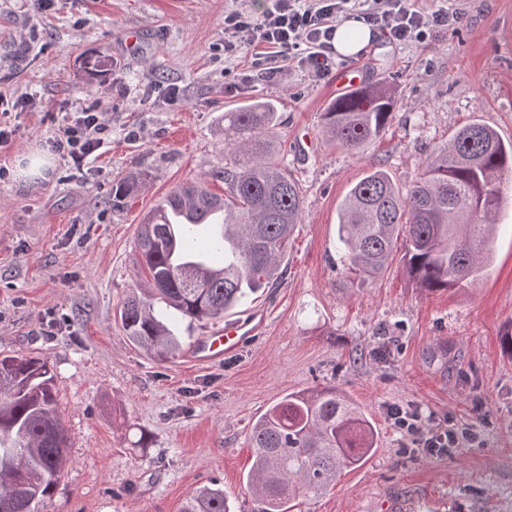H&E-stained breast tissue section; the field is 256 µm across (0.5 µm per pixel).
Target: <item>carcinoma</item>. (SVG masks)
I'll list each match as a JSON object with an SVG mask.
<instances>
[{"label": "carcinoma", "mask_w": 512, "mask_h": 512, "mask_svg": "<svg viewBox=\"0 0 512 512\" xmlns=\"http://www.w3.org/2000/svg\"><path fill=\"white\" fill-rule=\"evenodd\" d=\"M393 107L388 89L362 87L330 103L322 126L337 147L356 152L384 135ZM275 126L270 102L224 113V150L232 159L211 173L224 183V193L211 192L203 180L179 184L138 225L136 278L146 282L127 296L120 319L129 341L160 362L182 349L169 315L200 325L220 320L283 274L303 198L277 161ZM506 173H512V141L479 122L461 127L435 149L406 189L382 169L370 172L339 208L337 236L348 277L361 283L377 279L400 249L408 278L422 290L474 282L488 266L501 206L497 183ZM147 179L136 171L113 184L112 204ZM217 207L224 210V267L200 264L186 239L183 255L174 257L171 227ZM11 434L17 466L0 468V512H39L58 483L68 447L45 359L0 358V448ZM249 448L253 463L246 481L253 512H290L291 501L323 493L342 470L363 463L374 451L375 429L341 391L324 387L275 403L253 423ZM179 512L230 508L224 488L211 483L196 488Z\"/></svg>", "instance_id": "obj_1"}]
</instances>
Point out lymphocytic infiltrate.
<instances>
[{
	"mask_svg": "<svg viewBox=\"0 0 512 512\" xmlns=\"http://www.w3.org/2000/svg\"><path fill=\"white\" fill-rule=\"evenodd\" d=\"M363 0H273L260 18L229 14L224 18V50L234 53L247 47H264L275 53L307 46L305 61L316 78H323L332 65L330 40L335 18L358 11L363 21L388 39L405 42L422 37L427 30L452 25L456 14L448 10L423 12L410 0H374L373 8ZM107 110L97 107L80 112H61L58 132L51 148L63 161L77 170L89 168L96 152L107 141ZM395 427L415 436L425 454H443L460 448L454 429L423 428L419 417L393 408L389 411Z\"/></svg>",
	"mask_w": 512,
	"mask_h": 512,
	"instance_id": "1",
	"label": "lymphocytic infiltrate"
}]
</instances>
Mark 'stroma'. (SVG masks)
I'll use <instances>...</instances> for the list:
<instances>
[{"instance_id":"stroma-1","label":"stroma","mask_w":512,"mask_h":512,"mask_svg":"<svg viewBox=\"0 0 512 512\" xmlns=\"http://www.w3.org/2000/svg\"><path fill=\"white\" fill-rule=\"evenodd\" d=\"M266 5L0 0V95L43 104L0 147V356L48 361L68 437L70 463L41 512H178L210 482L232 512H251L252 423L287 394L330 386L371 417L378 446L291 512H512V354L501 345L512 334V174L474 285L428 293L396 260L361 286L337 249L339 207L370 171L409 184L475 119L512 141V0H415L460 20L407 42L376 35L319 81L303 48L225 52V15ZM346 68L395 98L385 135L356 153L321 126ZM258 101L278 108L277 157L303 196L283 276L225 313L256 330L222 360H195L209 332L197 326L182 353L157 361L116 317L135 286L137 226L176 185L223 168L225 113ZM99 104L111 109L109 143L87 175L52 151V115ZM32 153L48 160L44 176H21ZM133 171L148 173L146 187L113 206V183ZM392 406L473 436L453 455H422Z\"/></svg>"}]
</instances>
